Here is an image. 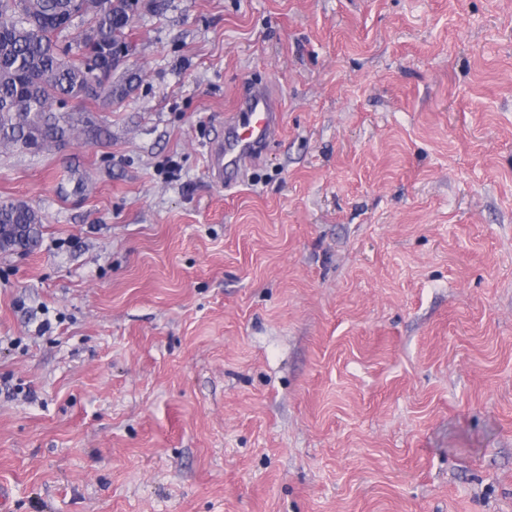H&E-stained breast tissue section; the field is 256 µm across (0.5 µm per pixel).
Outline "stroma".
Instances as JSON below:
<instances>
[{"mask_svg":"<svg viewBox=\"0 0 512 512\" xmlns=\"http://www.w3.org/2000/svg\"><path fill=\"white\" fill-rule=\"evenodd\" d=\"M131 41L105 136L0 148L44 225L0 253L10 512H512V0H141ZM283 119L282 104L267 87L253 86L224 113V138L207 149L206 167L218 185L230 187L242 170L276 136Z\"/></svg>","mask_w":512,"mask_h":512,"instance_id":"35a3bbf8","label":"stroma"}]
</instances>
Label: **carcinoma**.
<instances>
[{"label": "carcinoma", "instance_id": "1", "mask_svg": "<svg viewBox=\"0 0 512 512\" xmlns=\"http://www.w3.org/2000/svg\"><path fill=\"white\" fill-rule=\"evenodd\" d=\"M129 0H0V146L22 148L25 140L40 149L68 141L87 130L88 104L123 98L137 74L94 81L96 60L110 45H131L126 20ZM75 16L86 25L74 44L60 46L59 37L72 28ZM27 228L29 241L39 242L40 213L22 200L0 201V233L12 238L13 225Z\"/></svg>", "mask_w": 512, "mask_h": 512}]
</instances>
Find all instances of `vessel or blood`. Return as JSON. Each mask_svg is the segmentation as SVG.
I'll list each match as a JSON object with an SVG mask.
<instances>
[{
    "instance_id": "obj_1",
    "label": "vessel or blood",
    "mask_w": 512,
    "mask_h": 512,
    "mask_svg": "<svg viewBox=\"0 0 512 512\" xmlns=\"http://www.w3.org/2000/svg\"><path fill=\"white\" fill-rule=\"evenodd\" d=\"M283 119L282 105L267 87L258 84L239 96L224 114V136L207 149L206 167L218 185L232 186L276 136Z\"/></svg>"
}]
</instances>
